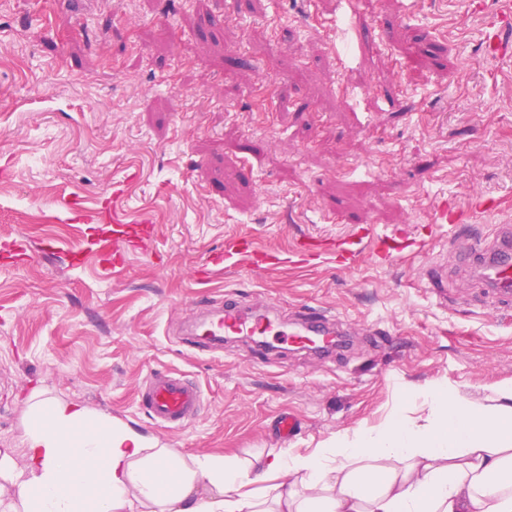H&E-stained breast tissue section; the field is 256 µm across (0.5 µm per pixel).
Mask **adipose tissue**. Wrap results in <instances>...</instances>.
<instances>
[{"instance_id":"adipose-tissue-1","label":"adipose tissue","mask_w":512,"mask_h":512,"mask_svg":"<svg viewBox=\"0 0 512 512\" xmlns=\"http://www.w3.org/2000/svg\"><path fill=\"white\" fill-rule=\"evenodd\" d=\"M493 406L432 386L425 425L395 418L309 455L185 460L78 404L28 405L17 499L0 512H512V385Z\"/></svg>"}]
</instances>
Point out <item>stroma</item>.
<instances>
[{"label":"stroma","mask_w":512,"mask_h":512,"mask_svg":"<svg viewBox=\"0 0 512 512\" xmlns=\"http://www.w3.org/2000/svg\"><path fill=\"white\" fill-rule=\"evenodd\" d=\"M469 0H0V448L23 453L33 392L112 417L184 458L260 448L308 455L394 416L424 423L421 393L493 405L512 381V301L462 265V244L512 225V61L485 55ZM275 83L271 111L254 90ZM77 196L90 213L55 209ZM493 198L494 212L472 210ZM466 210L451 228L442 201ZM157 235L119 272L69 252L114 233ZM368 224L400 236L388 260L293 258L297 237ZM286 256L262 272L197 274L226 241ZM447 271L437 294L425 273ZM286 320H340L328 356L280 336L189 349L200 292ZM197 382L185 427L136 403L152 372ZM293 412L299 434L270 432Z\"/></svg>","instance_id":"stroma-1"}]
</instances>
